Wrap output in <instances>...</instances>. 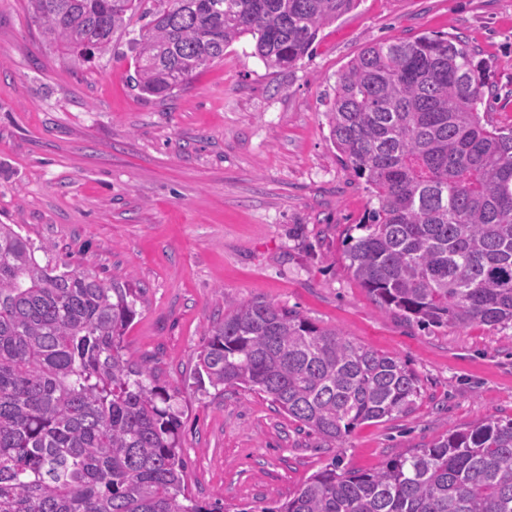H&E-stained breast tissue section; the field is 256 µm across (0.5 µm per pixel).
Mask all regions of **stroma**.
<instances>
[{
    "label": "stroma",
    "mask_w": 512,
    "mask_h": 512,
    "mask_svg": "<svg viewBox=\"0 0 512 512\" xmlns=\"http://www.w3.org/2000/svg\"><path fill=\"white\" fill-rule=\"evenodd\" d=\"M459 36L512 125V0H359L289 69L245 36L181 92L142 97L126 45L82 61L42 41L25 0H0V224L35 246L129 281L124 344L178 392L188 490L203 504L261 512L340 458L380 468L453 430L512 417V327L424 329L382 311L346 269L345 237L368 208L362 179L328 139L339 71L375 41ZM264 299L401 357L414 413L364 423L333 446L263 393L198 389L196 355L234 305Z\"/></svg>",
    "instance_id": "stroma-1"
}]
</instances>
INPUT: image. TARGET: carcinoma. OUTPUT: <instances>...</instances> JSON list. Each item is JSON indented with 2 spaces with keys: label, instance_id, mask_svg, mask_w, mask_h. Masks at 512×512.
I'll return each mask as SVG.
<instances>
[{
  "label": "carcinoma",
  "instance_id": "cac0c4a2",
  "mask_svg": "<svg viewBox=\"0 0 512 512\" xmlns=\"http://www.w3.org/2000/svg\"><path fill=\"white\" fill-rule=\"evenodd\" d=\"M357 0H27L45 40L84 58L122 39L165 97L243 36L269 68L309 53ZM145 24L136 29L133 19ZM459 37L372 42L336 78L329 138L370 206L344 253L383 309L426 326L512 325V127L478 107L489 71ZM45 262L0 224V512H223L187 491L177 391L125 353L132 285ZM199 381L270 396L325 442L413 412L406 361L263 299L213 325ZM261 512H512V418L455 430L368 473L333 460Z\"/></svg>",
  "mask_w": 512,
  "mask_h": 512
}]
</instances>
